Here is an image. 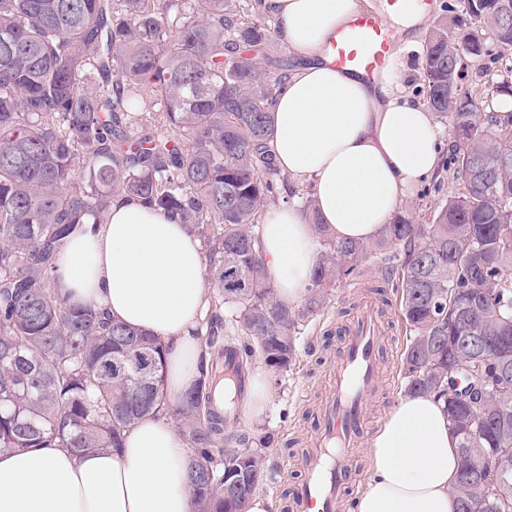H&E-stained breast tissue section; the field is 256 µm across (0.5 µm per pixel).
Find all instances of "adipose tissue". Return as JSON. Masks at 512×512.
<instances>
[{
	"label": "adipose tissue",
	"mask_w": 512,
	"mask_h": 512,
	"mask_svg": "<svg viewBox=\"0 0 512 512\" xmlns=\"http://www.w3.org/2000/svg\"><path fill=\"white\" fill-rule=\"evenodd\" d=\"M260 7L300 57L276 97L269 132L276 162L292 181L312 183L318 219L336 239L374 240L438 172L439 127L426 105L404 99L401 59L371 83L331 64L337 28L373 10V0H260ZM259 238L266 278L283 303L298 304L320 255L306 214L295 205L272 210ZM54 280L68 303L94 305L164 345L170 399L197 382L210 290L202 243L177 216L114 194L102 223L69 238ZM189 454L173 422L151 415L116 451H4L0 512H192ZM370 460L373 476L354 512H456L460 457L443 402L402 397L374 436Z\"/></svg>",
	"instance_id": "ef3b65f1"
}]
</instances>
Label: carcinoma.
Listing matches in <instances>:
<instances>
[{
	"label": "carcinoma",
	"instance_id": "carcinoma-1",
	"mask_svg": "<svg viewBox=\"0 0 512 512\" xmlns=\"http://www.w3.org/2000/svg\"><path fill=\"white\" fill-rule=\"evenodd\" d=\"M0 0V451L122 447L146 415L174 422L191 447L194 512L263 488L260 456L219 410L220 377L259 358L284 371L299 330L329 291L371 258H402L401 315L413 336L405 393L446 405L459 441L458 512L512 502V118L466 90L448 99L450 50L473 62L512 49L501 0H467L457 31L429 33L426 101L448 121L453 189L429 222L397 216L370 242L338 240L312 215L321 251L305 298L282 303L258 249L267 198L288 184L269 127L288 67L270 57L276 29L244 19L238 0ZM277 70L271 75L263 64ZM157 126L138 112L147 91ZM124 193L179 215L201 241L210 296L198 386L172 401L165 351L147 332L61 299L52 272L67 239ZM240 350L237 365H224Z\"/></svg>",
	"mask_w": 512,
	"mask_h": 512
}]
</instances>
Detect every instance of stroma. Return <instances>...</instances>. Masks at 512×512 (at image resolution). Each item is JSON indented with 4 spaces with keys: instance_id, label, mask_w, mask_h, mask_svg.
Segmentation results:
<instances>
[{
    "instance_id": "35a3bbf8",
    "label": "stroma",
    "mask_w": 512,
    "mask_h": 512,
    "mask_svg": "<svg viewBox=\"0 0 512 512\" xmlns=\"http://www.w3.org/2000/svg\"><path fill=\"white\" fill-rule=\"evenodd\" d=\"M463 74L467 88L487 91L491 106H499V95L493 94V84L512 80V51L485 58L481 65H465ZM452 188L449 176L440 182H426L405 200L402 211L416 223H424L428 216L448 197ZM364 287L341 284L333 290L324 310L307 322L296 341V360L290 370L281 374L268 372L261 361H254L252 372L264 375L268 382V406L261 423L251 422L240 416V431L256 436L265 432L274 436L272 447L261 449L260 454L269 479L262 489L263 495L275 504L276 512H283L286 497L300 478L290 465L291 457L304 435L314 428V410L324 395L330 359L342 347L340 326L348 318L349 310L366 296L367 286L378 284L384 278L380 264L369 261L363 264ZM379 305L387 331L385 378L381 391L368 405V416L373 428H380L389 411L404 395L401 359L410 338L401 315L400 294L388 289Z\"/></svg>"
}]
</instances>
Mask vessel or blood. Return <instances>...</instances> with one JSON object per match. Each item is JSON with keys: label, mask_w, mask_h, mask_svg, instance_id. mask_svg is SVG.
Wrapping results in <instances>:
<instances>
[{"label": "vessel or blood", "mask_w": 512, "mask_h": 512, "mask_svg": "<svg viewBox=\"0 0 512 512\" xmlns=\"http://www.w3.org/2000/svg\"><path fill=\"white\" fill-rule=\"evenodd\" d=\"M396 36L374 14L360 13L339 28L329 44L334 67L375 77L398 50ZM385 323L380 307L362 300L332 359L330 387L317 408V425L291 458L302 473L287 502L288 512H341L354 485L357 450L369 432L367 403L383 385Z\"/></svg>", "instance_id": "vessel-or-blood-1"}]
</instances>
